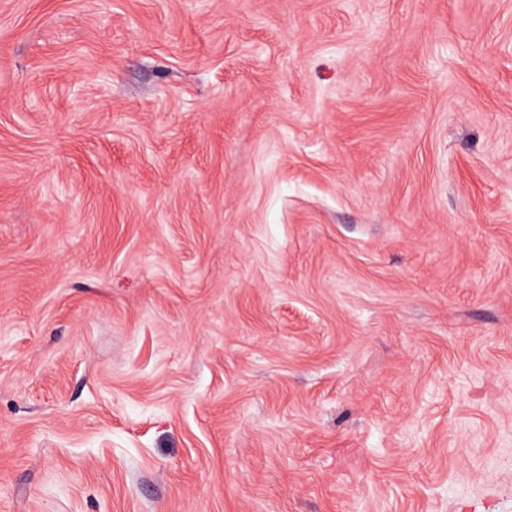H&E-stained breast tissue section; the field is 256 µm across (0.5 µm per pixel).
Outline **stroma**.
I'll list each match as a JSON object with an SVG mask.
<instances>
[{
    "instance_id": "1",
    "label": "stroma",
    "mask_w": 512,
    "mask_h": 512,
    "mask_svg": "<svg viewBox=\"0 0 512 512\" xmlns=\"http://www.w3.org/2000/svg\"><path fill=\"white\" fill-rule=\"evenodd\" d=\"M0 512H512V0H0Z\"/></svg>"
}]
</instances>
